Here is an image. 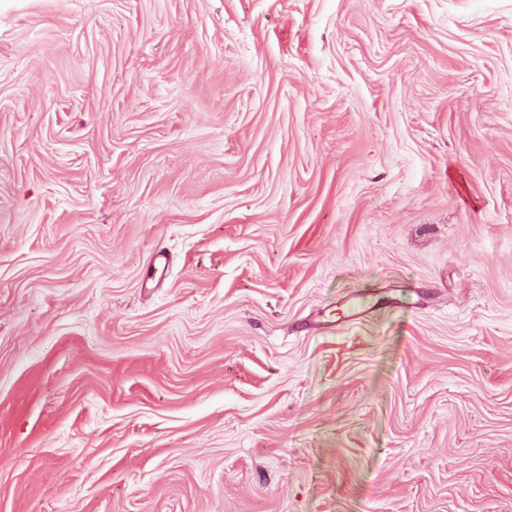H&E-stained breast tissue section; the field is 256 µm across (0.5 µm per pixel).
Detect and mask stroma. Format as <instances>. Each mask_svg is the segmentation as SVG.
Masks as SVG:
<instances>
[{
    "mask_svg": "<svg viewBox=\"0 0 512 512\" xmlns=\"http://www.w3.org/2000/svg\"><path fill=\"white\" fill-rule=\"evenodd\" d=\"M0 512H512V0H0Z\"/></svg>",
    "mask_w": 512,
    "mask_h": 512,
    "instance_id": "obj_1",
    "label": "stroma"
}]
</instances>
